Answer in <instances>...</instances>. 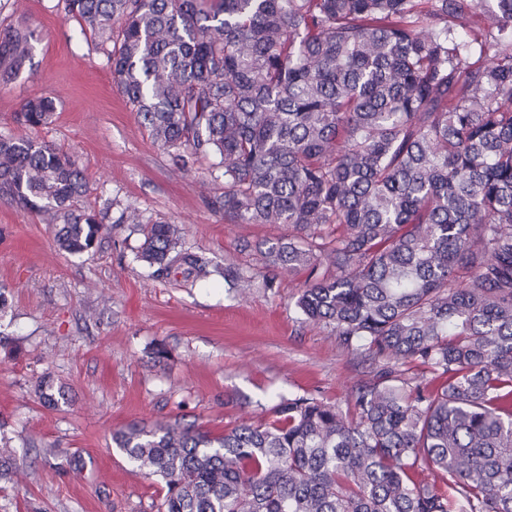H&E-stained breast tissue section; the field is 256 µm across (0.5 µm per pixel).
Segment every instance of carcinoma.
<instances>
[{
  "label": "carcinoma",
  "instance_id": "obj_1",
  "mask_svg": "<svg viewBox=\"0 0 512 512\" xmlns=\"http://www.w3.org/2000/svg\"><path fill=\"white\" fill-rule=\"evenodd\" d=\"M104 44L113 84L154 142L214 158L228 224H282L266 263L310 270L296 306L385 364L352 411L278 397L274 419L222 435L133 423L112 434L160 478L158 512H512V0H64ZM491 25L470 28L474 11ZM31 35L0 34V80ZM495 49L484 65L473 45ZM54 99L19 124H49ZM73 155L0 138V198L91 249L102 219L76 202ZM139 258L192 286L208 261L172 224ZM241 290L255 277L227 269ZM416 361L442 380L405 377ZM441 473L449 491L417 478Z\"/></svg>",
  "mask_w": 512,
  "mask_h": 512
}]
</instances>
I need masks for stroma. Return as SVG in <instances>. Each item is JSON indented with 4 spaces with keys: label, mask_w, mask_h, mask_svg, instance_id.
I'll return each mask as SVG.
<instances>
[{
    "label": "stroma",
    "mask_w": 512,
    "mask_h": 512,
    "mask_svg": "<svg viewBox=\"0 0 512 512\" xmlns=\"http://www.w3.org/2000/svg\"><path fill=\"white\" fill-rule=\"evenodd\" d=\"M33 32L26 66L0 84V135H17L24 99L49 95L51 124L30 137L77 156L90 183L82 208L102 213L89 251H58L54 228L0 198V448L15 474L0 481V512H158L163 483L136 471L112 433L131 422H180L219 435L270 419L276 395L345 406L378 366L344 348L294 303L308 271L266 266L262 242L278 224H228L211 201L224 191L211 157L176 167L117 92L107 48L63 0H0V30ZM143 222L176 225L185 249L211 262L207 281L182 287L138 261ZM228 266L266 283L240 294ZM165 346V358L155 355ZM64 387L52 408L43 377Z\"/></svg>",
    "instance_id": "35a3bbf8"
}]
</instances>
